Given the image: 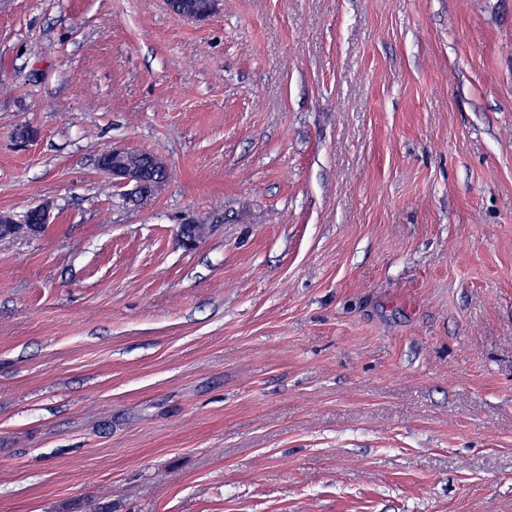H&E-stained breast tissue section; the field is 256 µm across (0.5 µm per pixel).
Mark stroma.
<instances>
[{
    "mask_svg": "<svg viewBox=\"0 0 512 512\" xmlns=\"http://www.w3.org/2000/svg\"><path fill=\"white\" fill-rule=\"evenodd\" d=\"M45 202L0 512H512V0H0V212ZM173 1L171 7L174 12H180L181 10H189L201 17H208L212 15L213 4L209 0H168ZM171 11V10H170ZM172 12V11H171ZM176 17L188 20V21H199L198 18L185 17L180 14H175ZM127 150L124 148L113 147L108 155L100 157L99 165L101 169L112 178V183L122 187H131L128 192L130 197L136 201H141L145 195L142 192V178L141 172L137 169H142L146 172V180L148 181V189L146 190L150 197L155 195L159 188V180L161 173L158 169L152 166V153L147 151H136L127 155V163L125 162ZM137 168V169H136Z\"/></svg>",
    "mask_w": 512,
    "mask_h": 512,
    "instance_id": "35a3bbf8",
    "label": "stroma"
}]
</instances>
